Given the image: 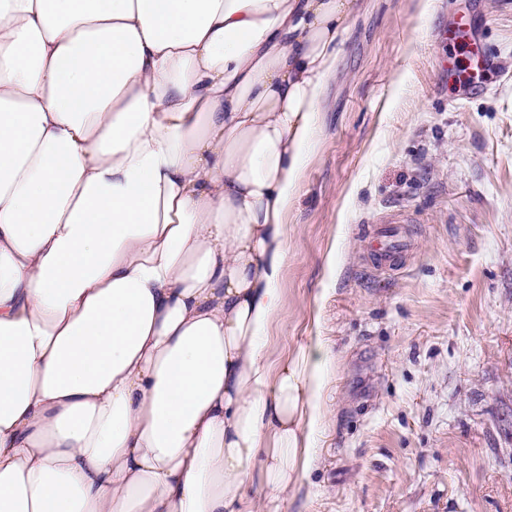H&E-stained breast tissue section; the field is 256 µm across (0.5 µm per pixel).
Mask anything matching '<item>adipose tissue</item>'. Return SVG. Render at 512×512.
I'll return each mask as SVG.
<instances>
[{"label":"adipose tissue","instance_id":"adipose-tissue-1","mask_svg":"<svg viewBox=\"0 0 512 512\" xmlns=\"http://www.w3.org/2000/svg\"><path fill=\"white\" fill-rule=\"evenodd\" d=\"M365 4L0 0V512H288L286 217Z\"/></svg>","mask_w":512,"mask_h":512}]
</instances>
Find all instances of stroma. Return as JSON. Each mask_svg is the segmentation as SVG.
<instances>
[{"label":"stroma","mask_w":512,"mask_h":512,"mask_svg":"<svg viewBox=\"0 0 512 512\" xmlns=\"http://www.w3.org/2000/svg\"><path fill=\"white\" fill-rule=\"evenodd\" d=\"M460 18L493 62L466 98ZM326 96L272 337L330 354L291 512H512V0H369ZM393 221L409 245L381 267Z\"/></svg>","instance_id":"1"}]
</instances>
